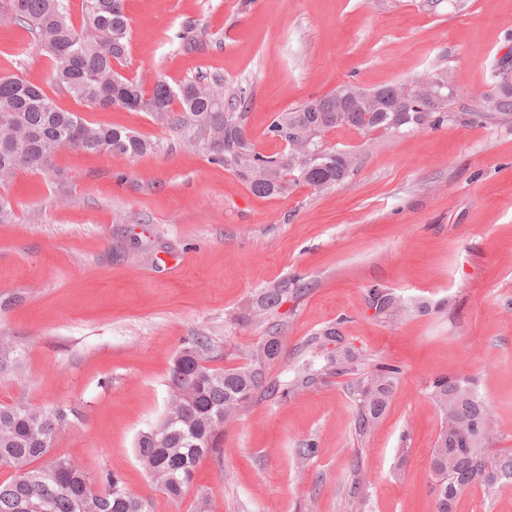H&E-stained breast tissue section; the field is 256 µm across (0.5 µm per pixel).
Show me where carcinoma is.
<instances>
[{
  "mask_svg": "<svg viewBox=\"0 0 512 512\" xmlns=\"http://www.w3.org/2000/svg\"><path fill=\"white\" fill-rule=\"evenodd\" d=\"M0 11L35 34V45L51 60L56 90L94 107L150 112L161 124L193 129L207 141L214 160L236 169L257 195L282 193L299 184L327 189L347 181L359 157L352 150L324 146L322 139L331 129L346 125L365 135L379 130L396 134L453 117L456 91H445L431 111L421 112L410 102L397 101L395 84L389 83L374 88L380 109L365 125L362 111L371 106L366 89L345 83L326 98L279 113L268 133L286 148L267 155L248 138L238 112L241 101L224 97L221 81H190L176 90L159 81L148 96L139 81L122 73L130 37L125 0H84L78 23L70 0H0ZM490 92L479 103L481 113L492 120L512 119V86L501 90L495 85ZM175 102L180 106L176 111ZM64 143L87 153L129 157L151 149L130 129L90 123L62 109L44 88L18 75L0 77V183L17 173L9 149L23 150L26 170L34 172L49 165ZM304 290L298 279L277 283L244 316L268 325V336L257 344L250 362L236 368L204 365L211 350L207 336L192 337L176 355L169 378L172 404L136 444L139 462L170 498L183 497L197 463L218 453L225 406L238 412L268 385L267 366L280 352L278 325L270 320L288 296ZM369 305L390 322L407 311L403 299L384 288L369 290ZM330 344L335 350L323 355L325 364L316 369L311 358L299 365L288 390L312 383L323 371L350 377L357 395L353 424L364 435L378 424L401 371L343 345L336 326L316 337L317 350ZM20 370L17 348L0 339V376ZM429 396L441 419L430 458L436 512H454L459 496L471 487L481 488L490 499L512 494V451L491 447L498 435L496 415L479 396L475 378L439 376L431 382ZM67 421V410L59 406L23 400L0 405V467L14 472L0 482V512H147L145 502L116 474L105 471L95 479L70 458L52 454L54 438Z\"/></svg>",
  "mask_w": 512,
  "mask_h": 512,
  "instance_id": "carcinoma-1",
  "label": "carcinoma"
}]
</instances>
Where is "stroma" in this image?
<instances>
[{
    "instance_id": "stroma-1",
    "label": "stroma",
    "mask_w": 512,
    "mask_h": 512,
    "mask_svg": "<svg viewBox=\"0 0 512 512\" xmlns=\"http://www.w3.org/2000/svg\"><path fill=\"white\" fill-rule=\"evenodd\" d=\"M125 72L152 92L221 79L241 96L256 149L282 152L278 113L346 82L374 88L451 70L454 116L436 127L364 137L341 185L255 195L204 141L151 113L57 104L153 144L139 156L59 151L50 170L21 171L0 197V336L23 372L0 377V404L74 412L53 452L91 476L109 469L149 512H435L430 453L440 428L428 386L467 373L493 408L494 448L512 449V123L485 119L476 96L512 53V0H126ZM51 61L0 16V76L47 85ZM302 279L279 308L280 354L268 377L291 385L316 333L339 325L346 346L404 374L377 426L358 434L348 377L258 393L224 429L219 457L169 499L146 475L136 438L171 401L169 374L190 337H210L214 367L245 364L267 327L245 321L265 288ZM380 287L429 312L390 322L370 308ZM314 446L304 458L300 448Z\"/></svg>"
}]
</instances>
